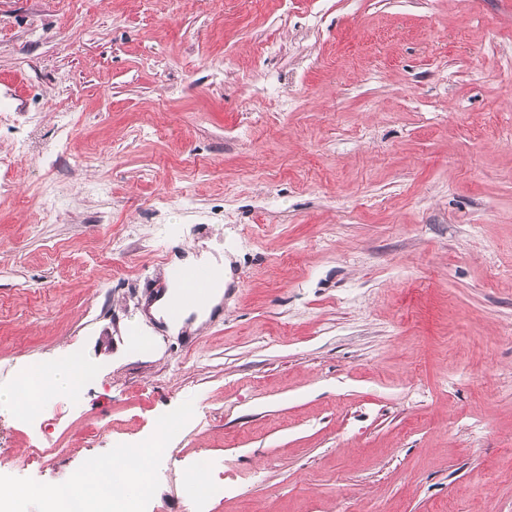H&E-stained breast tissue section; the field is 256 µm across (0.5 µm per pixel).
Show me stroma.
<instances>
[{
    "label": "stroma",
    "instance_id": "1",
    "mask_svg": "<svg viewBox=\"0 0 512 512\" xmlns=\"http://www.w3.org/2000/svg\"><path fill=\"white\" fill-rule=\"evenodd\" d=\"M1 112L0 392L90 368L0 407L24 512L153 441L138 512H512V0H0ZM198 264H206L211 268L214 280L212 292V274L207 267L197 266L173 269L172 276L182 283L183 288H187L185 294L179 301L181 306H199L208 299L211 292L210 301L206 306H200L194 309H184L177 315H174L172 310L167 311V304L170 303L172 297L180 295L183 291L182 288H179L178 283L170 280L167 293L151 307V312L154 317L157 320H163L170 333L177 334L183 327L184 320L192 312H195L197 316L195 326L204 322L209 317L212 309L220 304L224 295V284L227 275L224 258L219 261L205 252L200 256L189 253L184 258L175 259L171 267L176 268ZM88 370L81 361L62 360L55 363L46 385L34 395L31 388L20 384L9 392H1L0 406L8 405L18 411L34 408V402H47L63 394L73 391L88 375Z\"/></svg>",
    "mask_w": 512,
    "mask_h": 512
}]
</instances>
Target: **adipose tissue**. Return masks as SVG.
Listing matches in <instances>:
<instances>
[{"instance_id":"1","label":"adipose tissue","mask_w":512,"mask_h":512,"mask_svg":"<svg viewBox=\"0 0 512 512\" xmlns=\"http://www.w3.org/2000/svg\"><path fill=\"white\" fill-rule=\"evenodd\" d=\"M177 266H192L204 264L213 272V290L208 305L196 308L195 312L181 310L179 313L168 311L167 306L172 297L180 295L178 283H170L166 296L161 297L151 307L155 318L163 320L169 332H179L188 315H195L197 322H204L214 306L220 304L224 295V284L227 269L224 261L211 257L209 254H187L177 259ZM31 374H48L46 385L39 390H31L28 386L20 385L15 389L0 394V406H10L20 411L33 408L35 402H47L63 394L73 391L87 376L88 371L82 362L62 360L55 363L50 371L34 366ZM151 451L147 448H121L107 459L92 461L89 466V476L65 488H54V495L68 494L70 497L88 503L92 512H122L124 503L134 496H144L149 487L142 478L145 465Z\"/></svg>"}]
</instances>
